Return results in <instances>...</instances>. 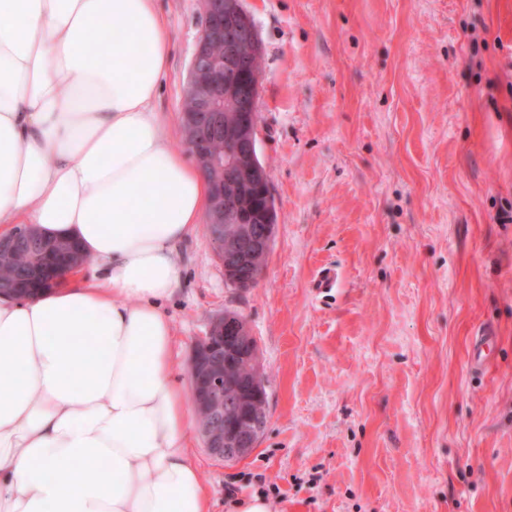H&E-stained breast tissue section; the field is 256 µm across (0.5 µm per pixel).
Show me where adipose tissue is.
<instances>
[{"mask_svg": "<svg viewBox=\"0 0 512 512\" xmlns=\"http://www.w3.org/2000/svg\"><path fill=\"white\" fill-rule=\"evenodd\" d=\"M170 42L155 0H0V226L96 261L0 297V512H211L164 308L210 197L156 109Z\"/></svg>", "mask_w": 512, "mask_h": 512, "instance_id": "obj_1", "label": "adipose tissue"}]
</instances>
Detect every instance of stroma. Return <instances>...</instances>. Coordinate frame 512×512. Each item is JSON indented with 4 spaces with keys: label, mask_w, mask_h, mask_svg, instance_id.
I'll use <instances>...</instances> for the list:
<instances>
[{
    "label": "stroma",
    "mask_w": 512,
    "mask_h": 512,
    "mask_svg": "<svg viewBox=\"0 0 512 512\" xmlns=\"http://www.w3.org/2000/svg\"><path fill=\"white\" fill-rule=\"evenodd\" d=\"M244 6L273 241L235 288L198 224L167 306L180 377L227 310L266 373L247 456L193 441L211 512L257 493L271 512H512V0ZM156 7L172 34L156 107L181 150L204 18L200 0ZM324 268L336 283L318 296Z\"/></svg>",
    "instance_id": "35a3bbf8"
}]
</instances>
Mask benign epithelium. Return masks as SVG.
Here are the masks:
<instances>
[{
	"label": "benign epithelium",
	"instance_id": "1",
	"mask_svg": "<svg viewBox=\"0 0 512 512\" xmlns=\"http://www.w3.org/2000/svg\"><path fill=\"white\" fill-rule=\"evenodd\" d=\"M204 25L197 40L191 60L186 96L194 101L193 111L185 115L183 133L185 143L196 165L205 173L215 176L218 186L212 193L207 209L210 224H233L234 233L225 237L210 236V241L224 266L226 280L239 288H250L255 279L242 281L237 277L238 268L255 253L266 254L270 250L274 227L267 224L261 231H255L246 224L244 214L237 202L238 188L255 186L266 189L269 177L257 162L254 150L258 145V72L251 75V92L235 101L237 111L243 113L239 121L224 126V100L230 98L225 89L235 90L236 77L240 75L238 62L241 59L236 39H224V16L238 19L246 27V40L254 55L262 53V44L256 38L252 26V14L242 0H201ZM214 42L224 44V56L211 57L208 45ZM244 146L224 157L211 154L208 150L210 137L216 132ZM38 239L45 236L34 226L26 225L15 232L0 237V251L3 259L11 255L13 243L21 240ZM54 280H59L70 271L71 263L78 260L73 252L61 251L55 255ZM256 339L249 332L245 320L218 316L206 334L193 345L188 369L193 405L199 414H211L224 400V383H229L243 395L249 390L254 397H262L258 382L247 386L235 383L229 378L232 358L237 352H255ZM260 434L258 422L253 413L239 414L235 419L213 421L199 428V435L209 454L219 460H236L242 457L241 449H253Z\"/></svg>",
	"mask_w": 512,
	"mask_h": 512
}]
</instances>
